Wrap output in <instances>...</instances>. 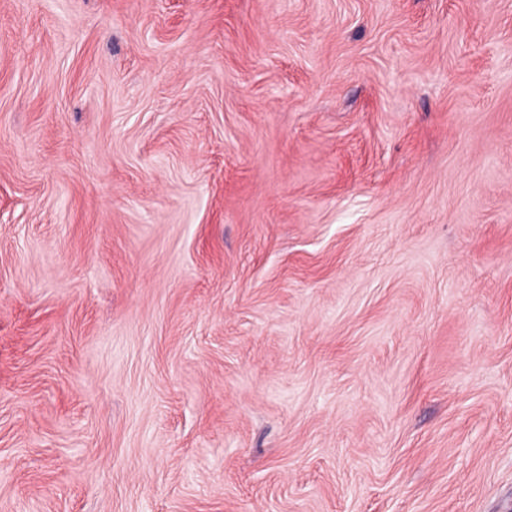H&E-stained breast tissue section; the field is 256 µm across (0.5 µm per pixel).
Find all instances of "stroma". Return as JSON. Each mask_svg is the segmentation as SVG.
Segmentation results:
<instances>
[{
	"instance_id": "35a3bbf8",
	"label": "stroma",
	"mask_w": 512,
	"mask_h": 512,
	"mask_svg": "<svg viewBox=\"0 0 512 512\" xmlns=\"http://www.w3.org/2000/svg\"><path fill=\"white\" fill-rule=\"evenodd\" d=\"M0 512H512V0H0Z\"/></svg>"
}]
</instances>
